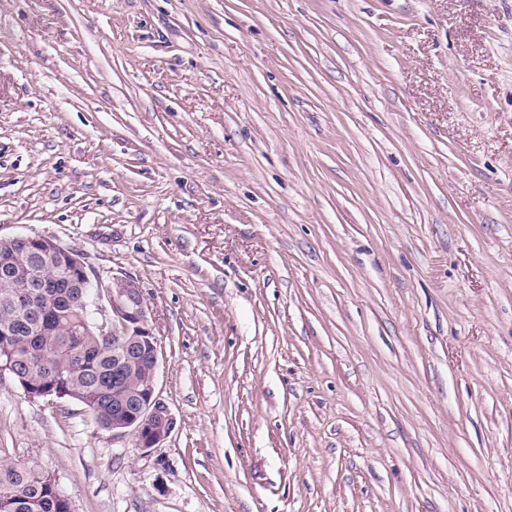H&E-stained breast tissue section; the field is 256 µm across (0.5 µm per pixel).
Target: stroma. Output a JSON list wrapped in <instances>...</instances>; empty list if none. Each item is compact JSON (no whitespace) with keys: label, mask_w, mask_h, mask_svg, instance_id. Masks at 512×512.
Returning <instances> with one entry per match:
<instances>
[{"label":"stroma","mask_w":512,"mask_h":512,"mask_svg":"<svg viewBox=\"0 0 512 512\" xmlns=\"http://www.w3.org/2000/svg\"><path fill=\"white\" fill-rule=\"evenodd\" d=\"M143 290L150 451L0 374L75 512H512V0H0V238Z\"/></svg>","instance_id":"35a3bbf8"}]
</instances>
